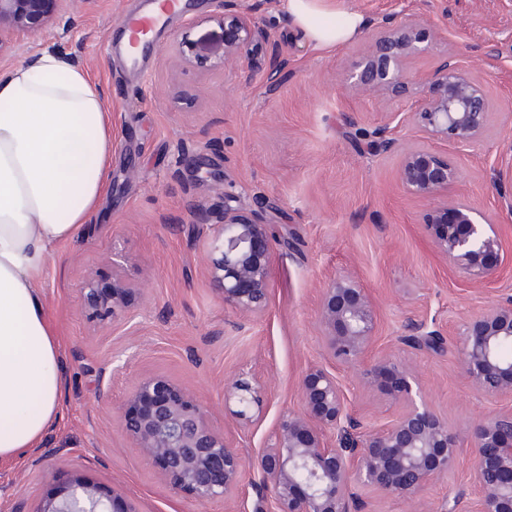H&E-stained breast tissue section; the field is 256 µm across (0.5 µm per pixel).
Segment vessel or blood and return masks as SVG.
<instances>
[{"instance_id":"obj_1","label":"vessel or blood","mask_w":512,"mask_h":512,"mask_svg":"<svg viewBox=\"0 0 512 512\" xmlns=\"http://www.w3.org/2000/svg\"><path fill=\"white\" fill-rule=\"evenodd\" d=\"M187 9L186 0H144L142 6L124 15L122 28L128 41L116 45L115 50L131 72L139 74L146 69L156 45Z\"/></svg>"}]
</instances>
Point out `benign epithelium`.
<instances>
[{
  "label": "benign epithelium",
  "mask_w": 512,
  "mask_h": 512,
  "mask_svg": "<svg viewBox=\"0 0 512 512\" xmlns=\"http://www.w3.org/2000/svg\"><path fill=\"white\" fill-rule=\"evenodd\" d=\"M71 0H0V63L6 42L20 36L35 37ZM215 24L223 40L189 58L192 63L224 66L231 73L248 58L249 47L261 40L272 46L266 83L277 85L287 60L281 57L270 28L259 25L237 8V0H224V12L193 21ZM447 30L417 21L396 24L389 15L369 21L362 38L358 69L344 76L357 94L374 98L409 97L420 83L425 94L412 117L424 138L446 146H465L487 133L495 101L483 81L464 65L460 56H443L433 71L411 75L410 61L428 50L429 41L444 40ZM393 116L369 131L358 130L376 152L399 146ZM401 147V146H399ZM399 181L403 189L432 201L424 222L435 249L464 282L493 281L502 264L503 247L488 218L467 199L448 192L461 173L448 153L425 145L401 147ZM501 205L512 212V157L498 170ZM224 195L220 230L206 249L209 283L224 306L249 317L262 315L270 301L276 246H294V238L275 235L266 212L275 209L264 197H255L247 211ZM85 303L101 317H117L130 293L117 275L112 286L93 282L84 287ZM376 327L372 300L350 274L335 276L322 288L320 331L327 354L347 365L368 354ZM403 341L420 350L438 353L444 347L436 330L424 323L411 325ZM512 294H502L473 315L461 348L463 369L473 387L487 395L512 396ZM380 374L399 377L397 397L404 410L377 430H364L347 409L345 393L336 374L313 366L304 374L300 389L303 411L290 412L278 422L274 445L258 458L262 482L255 487L253 512H351L358 490L370 488L401 495L425 512L421 492L455 469L457 445L448 419L428 403L414 371L395 364L391 356L377 359L367 383ZM266 388L241 373L224 383V402H234L236 418L253 420L261 413ZM120 427L149 461L160 466L173 490L204 505L246 493L242 483L243 459L224 433L214 430L209 414L187 390L164 376L143 380L130 394ZM472 475L478 488L474 512H512V409L504 408L480 420L473 429ZM105 494L79 480L62 496L50 498L37 512H136L126 506H107Z\"/></svg>",
  "instance_id": "1"
}]
</instances>
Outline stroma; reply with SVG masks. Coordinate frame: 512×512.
Masks as SVG:
<instances>
[{
	"label": "stroma",
	"instance_id": "35a3bbf8",
	"mask_svg": "<svg viewBox=\"0 0 512 512\" xmlns=\"http://www.w3.org/2000/svg\"><path fill=\"white\" fill-rule=\"evenodd\" d=\"M135 3L76 0L38 36L16 40L8 50L13 67L58 51L101 84L112 102V175L93 221L59 246L42 280L67 374L61 418L42 445L61 452L38 465L28 453L0 459V512H36L74 479L114 492L136 512H253L252 494L200 506L171 489L119 427L135 386L160 374L185 387L208 409L213 427L251 461L266 451L281 416L301 411L300 381L312 366L336 374L351 416L365 429L396 418L403 404L394 378L373 387L362 379L382 354L415 370L460 446L458 466L428 486L422 500L439 512L445 498L475 499L471 428L512 405V398L478 393L460 355L465 320L512 293V214L499 203L496 180L512 146V0L329 2L367 20L391 13L401 21L444 24L447 40L416 57L412 74L432 71L453 51L496 99L488 133L448 150L462 173L457 192L490 216L503 244L499 277L486 285L460 281L434 248L423 228L431 203L399 184V153L368 155L349 139L351 126L371 129L397 113L399 142L422 141L411 100L374 99L344 88V73L361 61L360 41L314 51L279 0H242V9L275 30L288 57L274 91L265 86L270 50L262 43L250 64L229 75L184 62L183 40L201 45L214 37L213 26L193 28L184 18L168 30L145 78L135 83L102 48L119 40V20ZM491 44L501 63L489 73L479 58ZM228 192L248 206L255 196L270 198L278 208L275 222L296 237L293 248L276 252L270 304L255 318L225 308L209 284L201 250L212 225L185 221L194 205L219 217ZM120 257L136 289L127 314L93 318L82 288L91 280L111 283L112 262ZM341 274L356 277L376 307L371 349L355 368L329 358L320 336L321 290ZM420 321L440 330L442 353L401 344ZM242 370L267 385L259 418L246 426L224 408V383Z\"/></svg>",
	"mask_w": 512,
	"mask_h": 512
}]
</instances>
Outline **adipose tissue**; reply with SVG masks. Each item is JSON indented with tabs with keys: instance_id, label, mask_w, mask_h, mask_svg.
<instances>
[{
	"instance_id": "obj_1",
	"label": "adipose tissue",
	"mask_w": 512,
	"mask_h": 512,
	"mask_svg": "<svg viewBox=\"0 0 512 512\" xmlns=\"http://www.w3.org/2000/svg\"><path fill=\"white\" fill-rule=\"evenodd\" d=\"M284 9L318 50L363 25L320 0H286ZM111 110L85 68L50 50L0 75V458L39 446L62 410L66 374L42 275L100 203Z\"/></svg>"
}]
</instances>
